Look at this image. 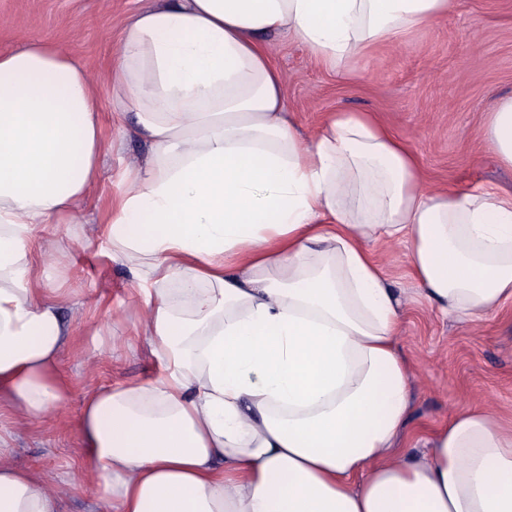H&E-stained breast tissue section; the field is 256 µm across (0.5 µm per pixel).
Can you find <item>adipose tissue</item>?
<instances>
[{
	"instance_id": "adipose-tissue-1",
	"label": "adipose tissue",
	"mask_w": 512,
	"mask_h": 512,
	"mask_svg": "<svg viewBox=\"0 0 512 512\" xmlns=\"http://www.w3.org/2000/svg\"><path fill=\"white\" fill-rule=\"evenodd\" d=\"M455 0H155L101 81L37 40L0 53V412L35 426L66 388V294L33 231L88 196L106 149L100 96L150 148L112 204L113 258L140 280L137 330L161 371L91 391L77 423L107 512H512V420L477 404L398 447L412 410L405 301L388 249L444 318L512 304V190L429 186L373 113L297 131L271 38L338 78ZM486 140L512 168V95ZM177 289H170V282ZM0 512H63L11 461Z\"/></svg>"
}]
</instances>
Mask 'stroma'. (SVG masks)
<instances>
[{
	"label": "stroma",
	"mask_w": 512,
	"mask_h": 512,
	"mask_svg": "<svg viewBox=\"0 0 512 512\" xmlns=\"http://www.w3.org/2000/svg\"><path fill=\"white\" fill-rule=\"evenodd\" d=\"M152 2L0 0V52L45 39L95 76L111 66L124 24ZM272 47L288 110L305 133H314L330 112H373L416 153L430 184L512 187V169L497 163L484 138L487 108L495 97L512 95V0H456L443 22L353 62L346 80L296 40L279 37ZM100 107L105 140L124 144L104 156L85 220L52 221L34 231L48 276L72 293L62 316L74 336L59 364L68 391L55 423L20 430L13 454L15 465L40 470L64 495L66 512L98 509L95 485L80 477L87 459L76 422L86 393L147 381L160 370L133 333L138 284L129 267L113 261L103 235L124 173L144 159L146 146L124 136L125 122L109 97ZM400 343L414 367L404 447H416L460 407L487 403L512 411V307L466 326L416 304L402 319Z\"/></svg>",
	"instance_id": "stroma-1"
}]
</instances>
